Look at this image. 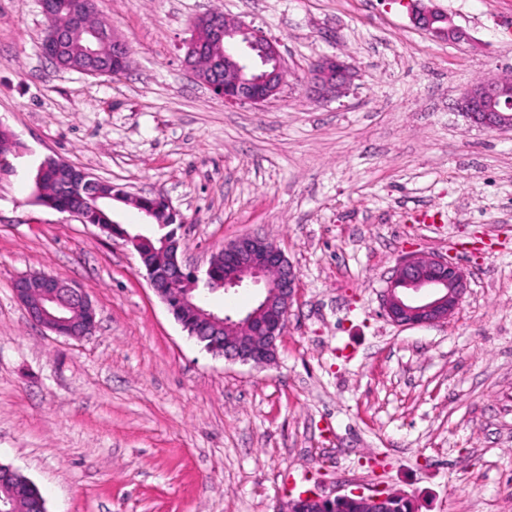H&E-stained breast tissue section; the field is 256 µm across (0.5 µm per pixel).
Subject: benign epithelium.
<instances>
[{"instance_id": "obj_1", "label": "benign epithelium", "mask_w": 512, "mask_h": 512, "mask_svg": "<svg viewBox=\"0 0 512 512\" xmlns=\"http://www.w3.org/2000/svg\"><path fill=\"white\" fill-rule=\"evenodd\" d=\"M45 18L40 50L57 69L71 71L67 49L76 34L85 36V66L79 72L89 76H110L107 57L128 54V47L112 24L103 20L96 27L86 23L88 0H40ZM63 8L67 23L54 24L50 17ZM413 23L432 37L453 43L469 40L468 33L453 24L439 10L424 12L414 7ZM210 38L194 33L185 44L183 63L199 76L197 60L209 59V70L202 83L224 99V103L261 105L277 97L283 86L285 66L280 42L262 30L244 22H228L221 13L204 16ZM356 79V72L345 60L326 55L319 58L306 76L305 86L326 101L344 96ZM469 121L487 130L512 128V81L499 77L483 78L467 87L459 103ZM94 205L105 196L98 190L96 178L85 175L73 182ZM147 229L123 228L118 238L139 249L149 242ZM224 278L219 288L226 291L249 286L261 287L256 304L230 322L226 315L212 309L208 302L193 295L202 278L197 268L186 264L176 253L170 264L145 268L146 279L170 313V299L193 308L202 326L214 336L232 332L241 340L214 341L210 353L229 361L254 366L275 363L277 341L283 335L298 294V274L294 265L268 238L243 234L222 248ZM468 289L466 271L452 259L440 255L406 256L392 271L383 289L382 314L400 327L445 323L461 306ZM13 295L28 318L58 336L80 338L91 334L97 324V310L80 284L59 275L27 272L13 282ZM398 494L386 489L366 494L360 490L324 496L314 489L288 500L284 512H390V503Z\"/></svg>"}]
</instances>
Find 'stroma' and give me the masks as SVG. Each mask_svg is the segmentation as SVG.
<instances>
[{"label": "stroma", "instance_id": "stroma-1", "mask_svg": "<svg viewBox=\"0 0 512 512\" xmlns=\"http://www.w3.org/2000/svg\"><path fill=\"white\" fill-rule=\"evenodd\" d=\"M464 28L448 43L409 0H98L131 49L119 77L56 69L39 0H0V463L47 512H283L289 495L385 487L419 512H512V130L473 126L467 85L512 75V0H424ZM220 11L281 43L287 82L228 105L183 65ZM349 94L300 84L324 55ZM59 157L132 195L163 194L187 261L245 233L293 263L299 295L275 364L212 356L150 288L132 246L36 203ZM469 274L443 324L402 328L380 294L409 254ZM79 283L89 336L34 325L12 282Z\"/></svg>", "mask_w": 512, "mask_h": 512}]
</instances>
